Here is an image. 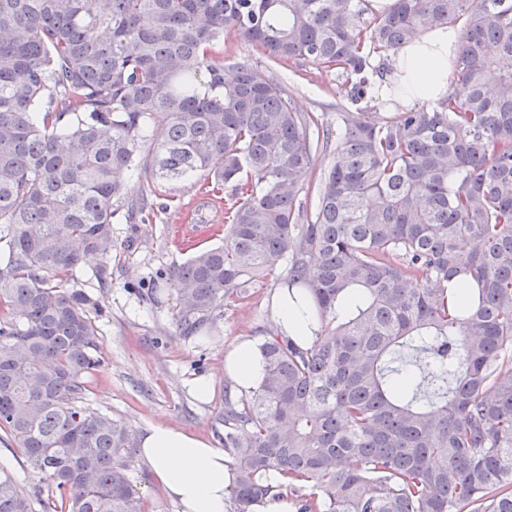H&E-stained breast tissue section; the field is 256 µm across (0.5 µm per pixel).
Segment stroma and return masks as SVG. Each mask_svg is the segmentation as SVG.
Segmentation results:
<instances>
[{
    "mask_svg": "<svg viewBox=\"0 0 512 512\" xmlns=\"http://www.w3.org/2000/svg\"><path fill=\"white\" fill-rule=\"evenodd\" d=\"M224 64L259 66L288 90L297 109L317 115L335 126L342 112L385 115L378 99L354 102L343 76L310 62L280 64L257 52L247 42L227 35L221 38ZM204 176L172 184L167 197L157 201L146 223H129L125 211L113 219L115 247L112 279L100 286L93 272L98 256H87L77 270L79 288L97 298L103 313L97 324L103 363L85 379L84 406L123 419L132 432L164 423L223 441L224 427L215 416L224 405V353L240 337H258L272 330V294L281 283L274 275L261 280L246 301H228L214 316L186 332L179 322L176 292L166 274L193 253L214 247L224 239V215L212 212L185 237L181 222L204 200L225 201L230 189L213 192ZM209 376L215 392L209 403L198 402L189 389L193 378ZM130 477L147 512H177L149 467L133 457Z\"/></svg>",
    "mask_w": 512,
    "mask_h": 512,
    "instance_id": "35a3bbf8",
    "label": "stroma"
}]
</instances>
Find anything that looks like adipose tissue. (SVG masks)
<instances>
[{"mask_svg":"<svg viewBox=\"0 0 512 512\" xmlns=\"http://www.w3.org/2000/svg\"><path fill=\"white\" fill-rule=\"evenodd\" d=\"M458 46L455 28L432 27L394 55L385 81L404 89L405 102H441L457 86L453 60ZM271 311L278 334L301 346L310 343L318 324L301 293L279 289ZM263 372L256 339L242 338L224 356V377L237 392L255 388ZM138 446L180 512H227L236 474L229 455L211 439L157 424L139 435Z\"/></svg>","mask_w":512,"mask_h":512,"instance_id":"adipose-tissue-1","label":"adipose tissue"}]
</instances>
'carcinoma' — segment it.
Listing matches in <instances>:
<instances>
[{
    "label": "carcinoma",
    "mask_w": 512,
    "mask_h": 512,
    "mask_svg": "<svg viewBox=\"0 0 512 512\" xmlns=\"http://www.w3.org/2000/svg\"><path fill=\"white\" fill-rule=\"evenodd\" d=\"M444 24L463 95L342 112L315 140L276 79L225 76L218 49L335 69L364 99L373 57ZM126 170L143 222L172 182L233 186L224 243L170 272L181 325L283 265L320 322L308 348L263 342L255 390L224 384L237 512L306 488L300 512H512V0H0V431L58 512H146L126 423L82 405L99 305L75 287L87 252L112 278ZM42 495L0 469V512Z\"/></svg>",
    "instance_id": "cac0c4a2"
}]
</instances>
